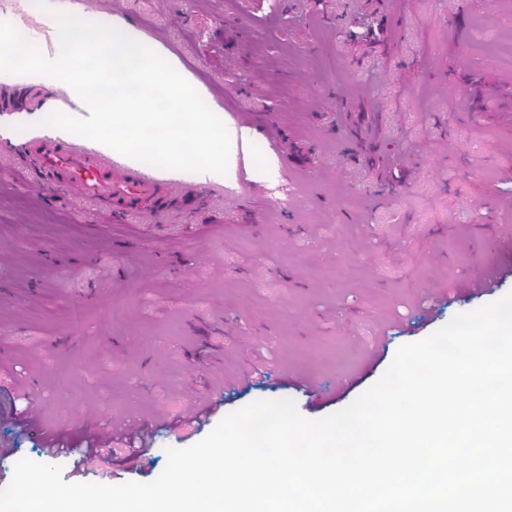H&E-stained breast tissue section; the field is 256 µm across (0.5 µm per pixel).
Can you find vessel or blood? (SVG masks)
<instances>
[{
	"label": "vessel or blood",
	"instance_id": "vessel-or-blood-1",
	"mask_svg": "<svg viewBox=\"0 0 512 512\" xmlns=\"http://www.w3.org/2000/svg\"><path fill=\"white\" fill-rule=\"evenodd\" d=\"M15 145L38 159L46 187L102 204L116 217L156 211L169 189L158 174L57 135L21 138Z\"/></svg>",
	"mask_w": 512,
	"mask_h": 512
}]
</instances>
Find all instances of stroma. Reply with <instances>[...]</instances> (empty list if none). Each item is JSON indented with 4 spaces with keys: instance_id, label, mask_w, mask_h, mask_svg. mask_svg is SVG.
Segmentation results:
<instances>
[{
    "instance_id": "35a3bbf8",
    "label": "stroma",
    "mask_w": 512,
    "mask_h": 512,
    "mask_svg": "<svg viewBox=\"0 0 512 512\" xmlns=\"http://www.w3.org/2000/svg\"><path fill=\"white\" fill-rule=\"evenodd\" d=\"M47 3L133 23L206 87L225 123L254 131L264 157L288 149L298 164L205 184L166 169L158 222L116 223L43 190L34 161L0 150V336L13 355L0 367V479L21 458L50 460L54 439L67 447L52 459L64 481L151 482L168 449L254 401L294 399L310 420L344 408L400 345L512 291V279L470 290L512 267V0ZM0 21L47 56L59 49L34 0H0ZM32 89L0 73V139L43 120L19 109ZM372 137L400 164L366 156ZM214 395L209 418L174 428ZM142 414L150 465H82Z\"/></svg>"
}]
</instances>
